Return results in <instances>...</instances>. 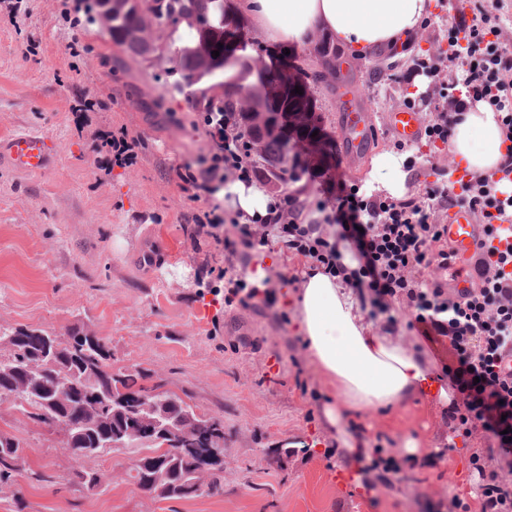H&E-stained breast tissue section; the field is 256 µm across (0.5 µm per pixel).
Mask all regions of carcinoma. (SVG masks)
Returning a JSON list of instances; mask_svg holds the SVG:
<instances>
[{
	"label": "carcinoma",
	"mask_w": 512,
	"mask_h": 512,
	"mask_svg": "<svg viewBox=\"0 0 512 512\" xmlns=\"http://www.w3.org/2000/svg\"><path fill=\"white\" fill-rule=\"evenodd\" d=\"M191 2L198 16L210 14L215 0H152L153 9L164 19L175 16L193 28L194 34L187 40L181 35V27L171 29V40L182 42L173 53L171 72L180 75L174 89L187 91L195 108L200 112H230L240 118V133L248 143H264L266 174L275 181L281 179L284 170L281 158L285 149L282 114L295 116L294 137L308 138L318 129L310 110V87L294 78L283 98L268 106L267 119L258 124L240 106L238 93L251 83L250 71L234 62H224V55L214 58L218 72L210 74L189 53L197 42L208 38L224 43V31L213 33L199 27L195 18L184 13L183 3ZM138 15L130 7L121 20L107 27L112 41L136 55L143 54L140 45L131 38ZM224 86L223 97L214 102L211 92L214 86ZM302 94L294 92L295 87ZM41 328L0 329V347L8 355H0V403L8 402L26 415L38 427L63 435L64 449L76 458H91L112 449V434L133 430L139 444L135 453L139 464L130 468V477L136 486L159 500H177L201 495L197 484L199 472L206 468L213 472L208 493L220 490L223 464L205 460L193 451L180 448L160 450L147 427L132 415L112 408V387L119 384L133 397L149 390L154 416L164 419L175 428L188 426L193 430V444L206 448L212 438L224 431V420L205 413H198L193 406L174 393L162 389V385L147 386V375L140 371L112 370V348L109 341L93 332L75 328L69 332L65 343L51 356H46L40 346ZM28 445L25 439L0 432V486L12 485L26 463ZM104 474L97 469L74 473L73 482L88 492H95L105 483Z\"/></svg>",
	"instance_id": "1"
}]
</instances>
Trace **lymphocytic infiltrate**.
<instances>
[{
    "instance_id": "1",
    "label": "lymphocytic infiltrate",
    "mask_w": 512,
    "mask_h": 512,
    "mask_svg": "<svg viewBox=\"0 0 512 512\" xmlns=\"http://www.w3.org/2000/svg\"><path fill=\"white\" fill-rule=\"evenodd\" d=\"M447 17L443 48L414 61L415 72L427 76L429 83L418 99H406L405 104L421 101L430 106L424 136L429 143L444 144L469 101L490 103L502 114L508 142L499 170L510 175L512 42L503 38L498 9L487 0H462L449 6ZM203 123L212 133L213 146L200 159L198 172L182 176L196 198H215L229 171L245 184H265L235 125L225 123L220 114L205 116ZM439 175L406 200L382 198L355 184L341 186L334 205L317 202L323 215L319 222H299L301 205L284 189L274 194L266 214L255 216L253 224H260V232H253L252 224L225 225L223 217L212 212L206 219L215 241L224 247L230 293L242 308L250 307L256 290L234 270L236 248L264 247L274 238L326 274L350 277L353 287L368 289L376 308L390 299L405 301L426 340L446 338L448 362L442 372L456 393L448 419L481 430L489 443L486 463L476 467L481 512H512V483L499 474L500 466L512 468V440L507 437L512 431V373L500 365L503 353L512 352V249L477 256L479 284L458 294L437 276L424 277L427 270L438 274L457 263L437 222L449 206L466 204L486 224L488 235L502 240L512 236V194L499 192L486 177L475 175L460 183L444 168ZM325 223L334 225V237L323 236ZM344 244L358 257L356 270L342 263Z\"/></svg>"
}]
</instances>
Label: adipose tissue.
Instances as JSON below:
<instances>
[{
	"label": "adipose tissue",
	"mask_w": 512,
	"mask_h": 512,
	"mask_svg": "<svg viewBox=\"0 0 512 512\" xmlns=\"http://www.w3.org/2000/svg\"><path fill=\"white\" fill-rule=\"evenodd\" d=\"M432 0H241L239 13L252 23L250 41L303 46L324 33L353 56L364 58L401 47L429 18ZM451 152L477 174L494 173L504 135L499 114L488 103L470 102L450 133ZM402 160L384 153L368 173L372 190L392 197L405 192ZM363 293L341 278L311 269L288 293L295 334L299 336L327 399L326 423L341 429L337 452L357 482L378 481L370 463L371 440L365 415H393L426 393L447 400L443 384L423 354L391 333L378 330L362 308Z\"/></svg>",
	"instance_id": "ef3b65f1"
}]
</instances>
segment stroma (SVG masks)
<instances>
[{
    "mask_svg": "<svg viewBox=\"0 0 512 512\" xmlns=\"http://www.w3.org/2000/svg\"><path fill=\"white\" fill-rule=\"evenodd\" d=\"M80 0H0V139L19 132L51 136L57 166L27 173L0 165V328L27 326L58 336L82 327L107 337L112 364L149 373L153 382L197 412L224 420V485L220 492L159 500L128 476L129 450L73 458L63 436L36 427L0 403V431L26 439L30 467L55 476L40 486L18 479L0 488V512H480L470 457L484 454L482 432L461 436L448 426V407L420 400L398 424L373 422L367 433L377 458L397 466L392 481L370 488L337 483L338 431L322 416L327 388L291 331V312L278 290L243 309L224 303V289L197 285L203 265L222 267L224 248L197 230L209 208L193 200L179 174L208 154L210 138L191 99L173 91L168 55L148 60L113 44L105 29L79 20ZM432 21L423 44L392 57L373 77L375 58L352 62L346 96L374 117L368 155L354 166L363 183L371 158L395 153L383 117L424 91V76L407 79L414 59L438 49ZM320 37L291 50L269 47L263 59L287 62L301 75L322 70ZM313 113L328 155L341 160L340 108L323 85L310 87ZM126 130L138 142L132 167L98 151L99 131ZM276 258L272 274L296 283L312 264L269 243L239 246L238 270L253 274L259 253ZM393 335L418 347L440 371V345L409 326L406 304L393 303ZM428 442L410 464L401 435ZM104 472L96 493L74 487L85 467ZM458 506H451V498Z\"/></svg>",
    "mask_w": 512,
    "mask_h": 512,
    "instance_id": "stroma-1",
    "label": "stroma"
}]
</instances>
